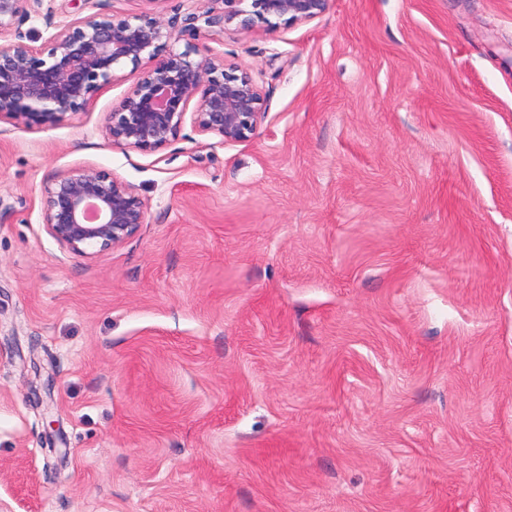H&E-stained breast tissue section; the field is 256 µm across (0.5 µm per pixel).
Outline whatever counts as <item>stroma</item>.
Segmentation results:
<instances>
[{
  "label": "stroma",
  "mask_w": 512,
  "mask_h": 512,
  "mask_svg": "<svg viewBox=\"0 0 512 512\" xmlns=\"http://www.w3.org/2000/svg\"><path fill=\"white\" fill-rule=\"evenodd\" d=\"M248 142L108 141L134 75L0 119V512H512V0H332L201 36ZM146 224L72 255L46 183ZM41 214L50 235L80 257L122 245L147 222L146 204L132 186L90 166L46 184Z\"/></svg>",
  "instance_id": "1"
}]
</instances>
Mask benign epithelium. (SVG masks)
Here are the masks:
<instances>
[{
    "mask_svg": "<svg viewBox=\"0 0 512 512\" xmlns=\"http://www.w3.org/2000/svg\"><path fill=\"white\" fill-rule=\"evenodd\" d=\"M143 2L146 8L132 16L117 18L101 7L58 24L52 10H42L43 0H0V116L28 128L53 126L128 68L136 80L106 118L112 145L157 151L180 138L189 113L194 130L221 146L249 142L266 117V93L250 71L201 54V31L219 36L281 21L304 24L330 0H205L197 12L167 18V0ZM33 14L50 30L39 46L20 28ZM179 41L183 50L169 46ZM41 214L50 235L80 257L122 245L147 223L134 188L90 166L46 184Z\"/></svg>",
    "mask_w": 512,
    "mask_h": 512,
    "instance_id": "7a95c632",
    "label": "benign epithelium"
}]
</instances>
